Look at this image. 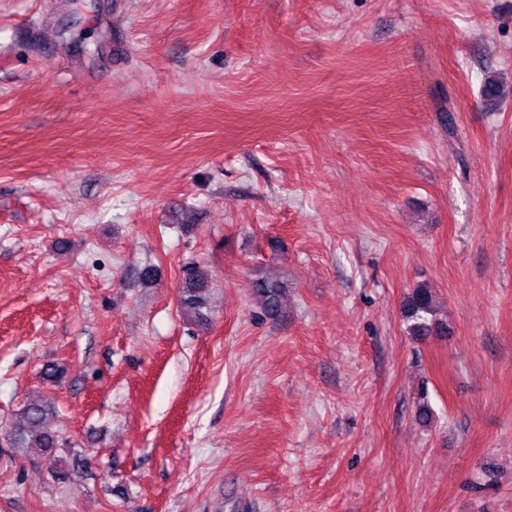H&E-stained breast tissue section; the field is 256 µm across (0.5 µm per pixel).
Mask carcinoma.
Masks as SVG:
<instances>
[{
    "mask_svg": "<svg viewBox=\"0 0 512 512\" xmlns=\"http://www.w3.org/2000/svg\"><path fill=\"white\" fill-rule=\"evenodd\" d=\"M288 290L284 281L258 276L253 281V292L260 299L263 316L275 321L281 315L282 297ZM210 281L194 263L183 267L179 285V303L182 311L198 320L206 317ZM438 305L433 291L425 285L412 290L404 303V317L411 335L424 338L432 335H448V326L437 318ZM56 413L55 406L42 398H31L21 407L12 422L0 430V441L9 448L23 451L38 448L42 457L51 461L54 482L65 485L81 474L65 465L57 451L65 447L61 435L44 429L47 416Z\"/></svg>",
    "mask_w": 512,
    "mask_h": 512,
    "instance_id": "cac0c4a2",
    "label": "carcinoma"
}]
</instances>
